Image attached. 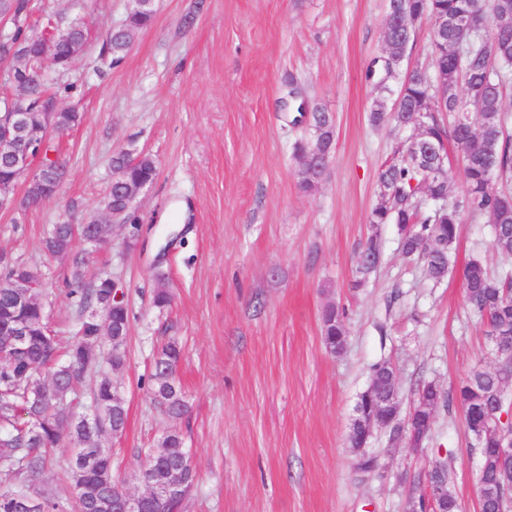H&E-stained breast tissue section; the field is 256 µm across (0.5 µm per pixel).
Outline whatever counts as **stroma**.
Instances as JSON below:
<instances>
[{
  "mask_svg": "<svg viewBox=\"0 0 512 512\" xmlns=\"http://www.w3.org/2000/svg\"><path fill=\"white\" fill-rule=\"evenodd\" d=\"M388 0H156L155 17L114 67L106 32L128 0H30L31 16L59 27L82 18L87 47L63 82L84 112L55 140L67 175L51 200L0 213V255L40 266L51 325L75 335L65 295L69 267L46 253L52 225L102 216L112 155L148 153L154 184L136 200L137 231L114 227L87 279L113 278L131 310L127 363L115 379L128 409L122 437L104 436L113 474L140 492L135 468L169 429L190 453L196 481L183 512H406L425 493L418 476L447 460L461 512H479L480 456L460 409L440 408L421 449L379 429L363 449L349 428L369 368L386 360L408 418L419 380L450 390L476 365L494 368L487 326L468 306L461 274L436 284L406 258L396 225L371 226L378 172L410 129L372 125L378 96L365 78L382 55ZM332 112L336 144L326 178L297 186L290 90ZM377 235L381 260L366 280L359 251ZM485 219L464 216L456 261L512 268L491 247ZM173 301L152 303L158 287ZM346 310L347 343L330 353L322 310ZM182 347L177 375L189 410L169 421L147 379L167 339ZM70 444L54 449L47 489L77 512L60 474ZM372 458L363 471L361 458Z\"/></svg>",
  "mask_w": 512,
  "mask_h": 512,
  "instance_id": "35a3bbf8",
  "label": "stroma"
}]
</instances>
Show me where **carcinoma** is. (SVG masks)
<instances>
[{
	"instance_id": "obj_1",
	"label": "carcinoma",
	"mask_w": 512,
	"mask_h": 512,
	"mask_svg": "<svg viewBox=\"0 0 512 512\" xmlns=\"http://www.w3.org/2000/svg\"><path fill=\"white\" fill-rule=\"evenodd\" d=\"M468 12H480L488 22L484 38L473 39L457 27L456 19ZM28 0H0V16L12 22L14 29L0 38V58L12 56L15 48L26 51L31 66L42 70L37 77L21 79L18 70L5 69L3 92L24 84L33 100H60L73 86L49 78L69 69L70 56L85 46L83 25L72 22L63 30L54 60L44 65L39 55L45 36L28 33ZM388 14L402 19L433 24L427 46L439 80L430 77L410 79L397 89L385 80L390 62L401 63L408 56L411 42L397 28L384 26V54L372 60L366 78L381 92L394 95L399 104L392 122L399 129L416 126L418 113H426L423 140H412L397 151L392 161L378 173L377 200L370 214V224L397 225L401 249L407 257L424 261L429 279L439 282L450 271L452 249L458 237L463 214L482 217L492 224V248L502 256L512 257V135L504 108V90L512 84V0H389ZM152 11L127 16L124 23L109 31L104 51L111 64L122 62L139 34L154 20ZM477 114L473 123L471 114ZM311 139H300L293 146L298 187L311 191L320 175L316 155L331 157L336 139L332 113L321 107L309 112ZM453 140L463 152V185L458 194L444 176H435L423 160L421 142L444 148ZM43 173L52 178L58 168H66L65 158L55 143L45 146L41 162ZM111 181L105 199L114 211L138 228L139 218L124 212L128 187L156 177L153 156L141 153L131 157L119 152L112 157ZM112 232L110 224H84L76 229L67 222L54 224L43 247L52 256L69 262L65 279L66 295L84 314L79 335L74 337L60 359L58 336L45 318L43 301L16 304L19 295L28 292L26 283H40L37 267L0 263V330L16 322L27 325L29 336L23 347L11 337L0 335V512H63L57 500L32 491L46 473V449L67 440L74 444V456L68 479L76 491L80 512H118L122 489L112 467V449L104 448L105 435H122L127 427L128 411L118 398L112 374L124 369L127 361V337L116 338L101 331L102 319L130 326V309L126 301L116 300L111 280L101 277L88 282L84 268L87 252L76 242L98 237L105 242ZM380 259L378 235L368 237L357 262L361 277L354 287L362 286ZM462 287L471 310L486 323L488 336L512 348V271L497 277L487 272L478 259L470 260L462 272ZM345 310L327 306L322 313V335L333 353H340L346 342ZM111 346L108 357L110 372L100 370L97 346L102 340ZM181 348L177 341H167L158 352L148 386L156 406L167 417L178 419L187 411L184 392L176 377ZM94 378L91 413L75 416L70 412L69 397L87 378ZM374 389L361 393L357 408L401 404L400 380L393 366L385 360L370 368ZM509 385V375L498 374L480 365L471 368L453 390L443 392L432 382L422 383L413 403L411 415L418 428L415 437H407L412 448L423 447L430 437L432 417L441 405L458 406L469 433L483 431L475 444L482 468L478 473L480 512H499L503 499L512 496V482H504L501 470L489 461L496 445L495 394ZM152 459L140 466L136 479L146 485L183 482L178 495L154 505V512H181L186 495L194 484L195 470L176 430L163 434ZM428 484L441 491L436 506L442 512H460L454 485L449 479L446 461L435 463L428 473Z\"/></svg>"
}]
</instances>
